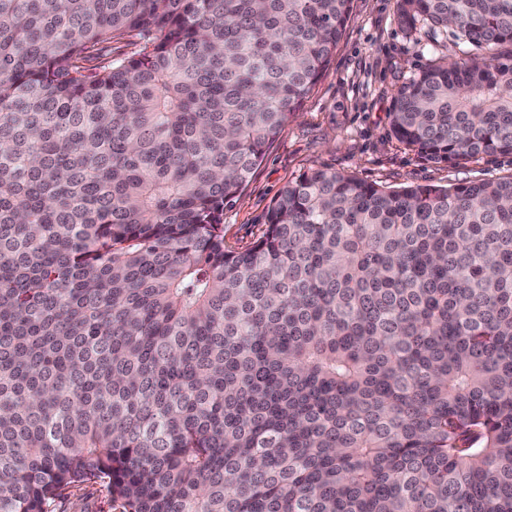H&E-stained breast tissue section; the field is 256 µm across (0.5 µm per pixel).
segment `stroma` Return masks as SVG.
I'll use <instances>...</instances> for the list:
<instances>
[{
  "label": "stroma",
  "instance_id": "35a3bbf8",
  "mask_svg": "<svg viewBox=\"0 0 512 512\" xmlns=\"http://www.w3.org/2000/svg\"><path fill=\"white\" fill-rule=\"evenodd\" d=\"M396 0H351L350 20L321 79L279 133L242 194L224 211V234L244 247L262 232L278 192L315 168H331L388 189L451 187L512 176V155L464 164L430 163L398 142L389 112L398 87L432 59L460 57L467 45L456 27L443 36H406ZM58 512H120L98 486L71 489Z\"/></svg>",
  "mask_w": 512,
  "mask_h": 512
}]
</instances>
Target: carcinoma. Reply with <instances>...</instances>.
Listing matches in <instances>:
<instances>
[{
    "label": "carcinoma",
    "instance_id": "carcinoma-1",
    "mask_svg": "<svg viewBox=\"0 0 512 512\" xmlns=\"http://www.w3.org/2000/svg\"><path fill=\"white\" fill-rule=\"evenodd\" d=\"M512 47V0H397ZM351 0H0V512H512V177L239 197ZM390 131L512 153V53L429 63ZM118 502H112L108 493L99 486L73 488L60 503L58 512H119Z\"/></svg>",
    "mask_w": 512,
    "mask_h": 512
}]
</instances>
